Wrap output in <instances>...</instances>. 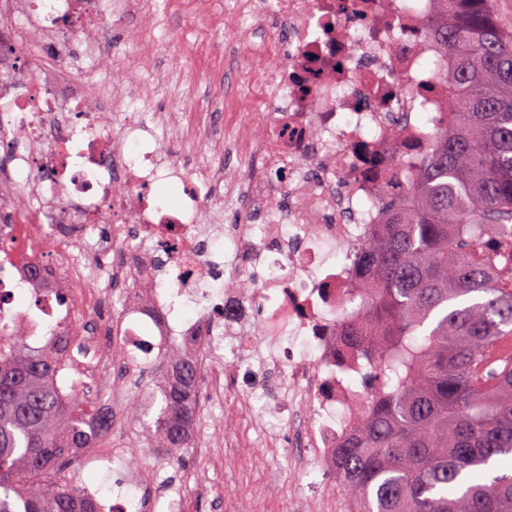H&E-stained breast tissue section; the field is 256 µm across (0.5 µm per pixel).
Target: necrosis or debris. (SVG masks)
Here are the masks:
<instances>
[{"label": "necrosis or debris", "mask_w": 512, "mask_h": 512, "mask_svg": "<svg viewBox=\"0 0 512 512\" xmlns=\"http://www.w3.org/2000/svg\"><path fill=\"white\" fill-rule=\"evenodd\" d=\"M9 5L21 19L11 29L15 44L26 47L37 27L44 63L0 57V106L13 113L0 135L15 143L14 170L41 217L0 225V330L33 339L54 327L72 336L82 351L69 379L75 391L88 379L113 382V321L134 342L174 343L207 369L210 394L222 395L225 380L242 382L287 424L302 462L334 471L336 446L365 400L346 367L351 347L336 333L358 285L357 245L386 221L375 198L404 195L432 150L417 102L448 108L438 78L448 60L424 26L430 0H240L286 41L265 49L270 110L233 124L224 143L259 164L228 181L223 163L187 165L159 134L178 131L182 145L201 150L208 122L142 117L130 109L136 91L90 92V77L71 61L112 53L118 0ZM427 59L436 71L423 76ZM169 178L181 185L180 206L151 193ZM227 206L241 210L240 223H217ZM335 251L342 262H331ZM34 256L43 268L36 282ZM243 278L254 283L251 294L232 288ZM20 289L41 300L40 314L12 303ZM115 292L123 302L113 318L84 325ZM180 299L193 310L170 320ZM264 338L271 345L261 359ZM226 348L235 357L228 367Z\"/></svg>", "instance_id": "obj_1"}]
</instances>
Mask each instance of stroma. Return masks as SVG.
<instances>
[{"mask_svg":"<svg viewBox=\"0 0 512 512\" xmlns=\"http://www.w3.org/2000/svg\"><path fill=\"white\" fill-rule=\"evenodd\" d=\"M233 5V0H142L140 9L112 27L121 56L102 62L121 84L147 87V99L133 102L132 111L210 114L214 151L224 146L226 113L267 109L256 62L264 54L269 30L252 19L236 25L230 16ZM103 73L96 82H103ZM240 398V391L230 388L223 400L201 408L203 441L224 462L205 466L188 493L189 512H319L321 500L337 493L335 478L313 464L295 465L293 451L265 448L267 436L284 427L274 418L239 408ZM134 472L129 459L103 468L81 453L63 475H49L46 481L83 478L109 506L124 499L120 482Z\"/></svg>","mask_w":512,"mask_h":512,"instance_id":"1","label":"stroma"}]
</instances>
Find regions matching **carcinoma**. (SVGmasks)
Returning <instances> with one entry per match:
<instances>
[{
    "instance_id": "obj_1",
    "label": "carcinoma",
    "mask_w": 512,
    "mask_h": 512,
    "mask_svg": "<svg viewBox=\"0 0 512 512\" xmlns=\"http://www.w3.org/2000/svg\"><path fill=\"white\" fill-rule=\"evenodd\" d=\"M496 2L432 0L448 112L407 198L376 199L387 223L361 245L362 287L336 319L366 390L336 448L351 512H512V474L470 480L512 457V357H491L512 337V18ZM70 346L0 335V512H102L84 484L41 483L112 428V412L65 392ZM127 366L155 390L130 405L143 434L126 447L184 465L201 366L166 342Z\"/></svg>"
}]
</instances>
